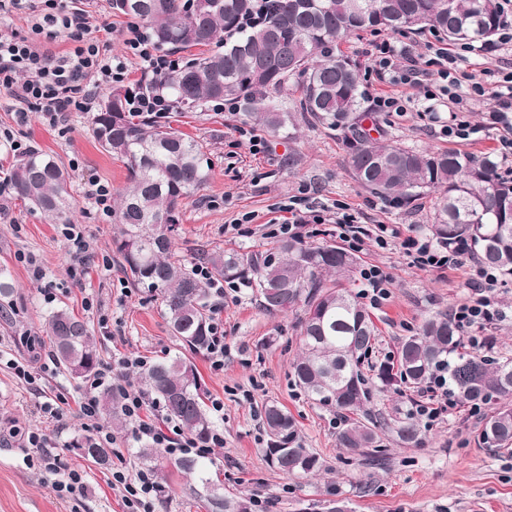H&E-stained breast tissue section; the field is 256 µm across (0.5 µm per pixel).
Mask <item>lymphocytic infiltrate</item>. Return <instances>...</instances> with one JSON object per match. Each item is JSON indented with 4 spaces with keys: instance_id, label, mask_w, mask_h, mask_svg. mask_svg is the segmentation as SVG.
<instances>
[{
    "instance_id": "lymphocytic-infiltrate-1",
    "label": "lymphocytic infiltrate",
    "mask_w": 512,
    "mask_h": 512,
    "mask_svg": "<svg viewBox=\"0 0 512 512\" xmlns=\"http://www.w3.org/2000/svg\"><path fill=\"white\" fill-rule=\"evenodd\" d=\"M42 2L41 12L30 18L28 35L12 31L0 33V86L9 89L19 104L15 112L17 123H26L29 113L38 112L49 125L55 126L64 123L66 113L92 111L100 89L125 81L127 65L123 58L112 55L107 44L93 36L89 14L77 5L76 0ZM128 32L126 48L138 59L142 69L141 80L129 91L128 108L137 116L147 112L165 118L173 110L174 103L164 93L160 80L174 72L180 61L161 52L139 24H130ZM61 34L72 42V49L56 54L40 48L39 36L52 39ZM457 61L456 55L438 47L427 62H420L410 44L393 37L375 45L367 73L380 82L389 81L416 89L428 100L434 97L433 86H440L449 102L464 112L468 109L469 96H484L485 87L482 81L475 79L469 85V96L459 94ZM494 97L496 104L488 113L487 127L498 131L501 155L509 158L512 157V70L503 74L501 88L495 91ZM336 231L355 251L362 250L369 239L375 240L377 245H386L388 238L395 234L394 229L384 224L371 227L358 223L356 216L343 210L336 214ZM406 250L411 264L422 269L468 266V286L474 296L453 306L449 314L466 335L469 346L481 348L484 344L482 330L500 317L489 296L490 290L502 282L499 272L483 266L460 249L427 239H407ZM144 364L142 358L120 356L103 365L96 376L86 381L78 399L77 413L84 419L92 438L101 444L113 442L111 434L103 432L99 426L95 397L100 388L109 387L120 393L122 413L131 424L134 435L151 441L154 447L170 454L198 456L209 455L214 449L223 447V433L216 431L207 441H199L176 422L165 419L162 407L144 390L122 384L125 369ZM25 437L30 447L41 452L47 445V438L40 430L26 431ZM40 466L45 473L53 475L52 486L58 496L83 494L85 484L79 471L73 470L64 478H57L55 458L43 452ZM111 487L121 495L129 512H150L153 501L161 492L154 472L143 469L133 474L123 469L113 470Z\"/></svg>"
}]
</instances>
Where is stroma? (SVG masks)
I'll return each instance as SVG.
<instances>
[{
	"label": "stroma",
	"instance_id": "stroma-1",
	"mask_svg": "<svg viewBox=\"0 0 512 512\" xmlns=\"http://www.w3.org/2000/svg\"><path fill=\"white\" fill-rule=\"evenodd\" d=\"M14 110L11 96L0 92V131H12L70 169V220L81 225L95 256L83 281L73 280L67 271L62 224L9 194L0 195V270L16 288L11 299H0V512H125L108 479L116 468L140 470V441L130 429L116 430L107 423L103 429L114 439L109 464L81 458L71 443L85 432L82 420L70 413L49 421L40 412L45 398L78 394L81 381L58 368L34 391L8 363L18 360L37 367L47 361L51 350L43 316L54 305L88 325L105 361L124 355L156 361L179 350L180 343L169 330L160 297L134 284L119 264L109 271L103 266L104 259L118 263L120 258L113 243L114 226L85 197L83 180L95 177L117 193L126 185L128 172L121 159L94 140L90 113H68V131L63 134L35 112L26 124H16ZM454 113L441 97L432 109L419 104L402 113H380L373 121L388 139L413 149L486 156L497 162L500 172H512V160L500 156L498 131L465 143L442 136V126ZM165 123L202 141L213 162L207 185L180 209L177 259L194 260L202 250H260L269 240V225L287 223L288 200L294 196L306 198L309 208L324 218L323 223L307 225L302 239L308 243L337 241L331 217L339 204L362 223L393 225L397 236L387 248L371 242L358 253L361 264L379 265L391 276L388 298L372 310L379 336L367 358L371 365L392 354L426 318L469 297L468 268L421 270L410 266L404 254L403 239L429 234L431 199L412 208H394L363 190L347 171V148L339 132L315 125L300 126L287 139L264 132V150L254 154L239 133L246 125L240 112L217 111L209 103L182 106L169 113ZM246 213L251 223H242ZM22 253L42 263L47 272L44 282L30 278L18 259ZM46 287L53 290L54 303L45 301ZM89 295L96 306L87 311L83 299ZM212 316L223 327L231 349L224 368L212 370L202 354L192 360L202 379L204 400L224 403L223 416L213 420L224 431V445L207 456L206 464L225 493L265 500L266 512H327L336 500L343 501L348 512H512V449L479 447L483 413L468 405L457 407L451 416L426 426L427 442L421 448L404 447L395 435L381 432L384 462L368 464L363 456L338 447L341 417L336 410L308 399L294 382L291 364L299 353L295 314H265L253 289L244 286L228 294L223 308ZM269 402L294 416L307 447L322 456L326 470L320 476L298 478L269 462L262 424V409ZM33 425L43 427L55 443L60 472L84 471L82 496L59 497L50 477L26 463L23 439L10 431ZM159 469L166 477V493L156 501L154 512H208L197 493L198 481L178 473L167 458Z\"/></svg>",
	"mask_w": 512,
	"mask_h": 512
}]
</instances>
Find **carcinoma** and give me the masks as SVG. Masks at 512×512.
Here are the masks:
<instances>
[{"mask_svg": "<svg viewBox=\"0 0 512 512\" xmlns=\"http://www.w3.org/2000/svg\"><path fill=\"white\" fill-rule=\"evenodd\" d=\"M112 11L145 23L157 47L188 51L216 47L188 59L166 79L179 103L198 106L228 98L250 124L274 134L318 123L344 134L348 170L361 187L403 205L433 196L428 229L439 242H464L485 265L512 277V177L488 157L416 151L371 135L364 127L369 97L360 63L341 45L364 32L432 31L450 43L492 40L498 0H110ZM300 96L294 111L280 100L290 79ZM127 93L112 97V112L91 119L95 141L125 160L127 185L112 208L115 245L135 284L161 296L171 333L192 354L206 352L213 317L209 288L173 254L180 207L204 188L211 162L204 144L149 118L130 117ZM9 193L53 219L69 221L67 174L51 155L32 149L9 174ZM211 274L228 284L255 288L269 315L301 311V354L293 363L296 386L313 401L345 416L338 446L380 460L379 431L393 432L406 447H419L425 433L405 405L378 424L367 418L372 389L421 388L444 364L457 401L489 412L478 437L482 448L512 446V358L475 356L464 336L436 314L403 338L379 363L373 379L362 372L378 329L349 289L359 258L334 243L278 239L263 251L226 249L205 256ZM60 367L74 379L94 376L101 365L96 336L61 308L45 320ZM139 378L166 415L204 440L212 421L201 396L196 365L182 352L146 365ZM97 402L112 426L124 425L119 395L105 388ZM266 456L278 469L301 477L324 471L322 458L305 446L294 417L272 403L264 411ZM72 448L96 464L108 449L87 435ZM177 469L195 475L210 512H250V501L226 496L200 460L184 456Z\"/></svg>", "mask_w": 512, "mask_h": 512, "instance_id": "obj_1", "label": "carcinoma"}]
</instances>
